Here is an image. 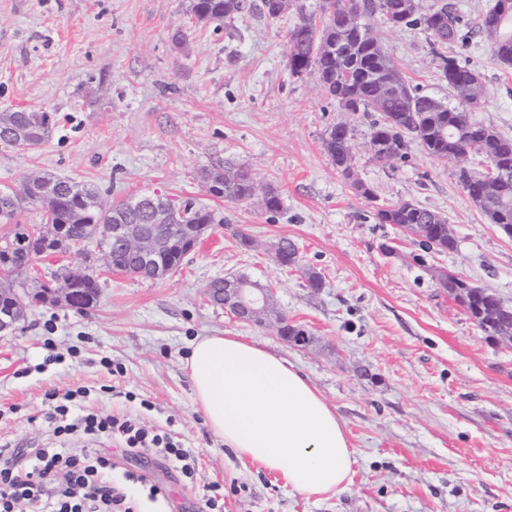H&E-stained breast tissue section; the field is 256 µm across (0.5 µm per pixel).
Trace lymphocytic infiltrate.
Returning a JSON list of instances; mask_svg holds the SVG:
<instances>
[{
	"label": "lymphocytic infiltrate",
	"instance_id": "lymphocytic-infiltrate-1",
	"mask_svg": "<svg viewBox=\"0 0 512 512\" xmlns=\"http://www.w3.org/2000/svg\"><path fill=\"white\" fill-rule=\"evenodd\" d=\"M81 395L76 389L61 397L52 392L48 398L54 413L65 420L58 433H82L94 439V447L79 458L64 448H0V512H17L21 502L39 498L44 501L41 512H140L137 500L110 477V440L122 443L127 455L162 452L182 473L192 474L186 449L131 417L92 411L71 415Z\"/></svg>",
	"mask_w": 512,
	"mask_h": 512
}]
</instances>
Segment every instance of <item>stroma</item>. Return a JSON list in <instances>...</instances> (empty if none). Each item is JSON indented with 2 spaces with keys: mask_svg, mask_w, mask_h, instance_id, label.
<instances>
[{
  "mask_svg": "<svg viewBox=\"0 0 512 512\" xmlns=\"http://www.w3.org/2000/svg\"><path fill=\"white\" fill-rule=\"evenodd\" d=\"M456 2L467 38L448 54L492 91L476 118L512 135V68L478 32L492 0ZM189 4L0 0V110L42 109L56 121L40 146L0 143V188L49 173L93 184L111 203L190 199L219 219L162 279L114 273L89 247L99 283L91 309L34 306L0 335V443L81 454L91 440L56 436L45 399L81 387L83 405L191 450L190 479L161 454L112 452L114 478L146 475L168 491L170 512H207L216 484L224 512H512V346L488 339L435 280L455 272L512 303V237L471 204L455 163L414 142L405 163L378 162L361 113L325 99L314 75L290 72L296 13L276 22L251 13L218 28L199 25ZM377 31L413 84L453 102L423 27ZM338 122L355 129L350 178L324 149ZM217 164L247 166L279 192L281 211L209 195L201 173ZM398 201L444 216L454 249H423L377 223L376 208ZM244 233L251 247L241 246ZM283 238L300 257L288 269L271 255ZM309 270L322 288L308 287ZM240 274L271 285L277 312L315 343L293 347L274 324L238 321L208 301L212 280ZM216 333L280 354L335 407L355 452L346 490L305 497L208 430L183 360L194 337Z\"/></svg>",
  "mask_w": 512,
  "mask_h": 512,
  "instance_id": "1",
  "label": "stroma"
}]
</instances>
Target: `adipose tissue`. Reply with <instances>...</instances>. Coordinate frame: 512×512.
Masks as SVG:
<instances>
[{
	"label": "adipose tissue",
	"mask_w": 512,
	"mask_h": 512,
	"mask_svg": "<svg viewBox=\"0 0 512 512\" xmlns=\"http://www.w3.org/2000/svg\"><path fill=\"white\" fill-rule=\"evenodd\" d=\"M194 404L239 459L311 497L343 491L354 452L346 426L287 359L240 336L196 337L184 358Z\"/></svg>",
	"instance_id": "adipose-tissue-1"
}]
</instances>
